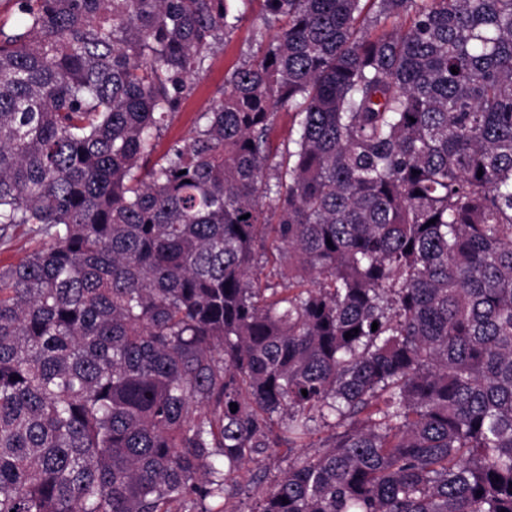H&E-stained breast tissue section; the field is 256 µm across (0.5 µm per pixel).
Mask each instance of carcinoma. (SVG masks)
Segmentation results:
<instances>
[{
  "label": "carcinoma",
  "instance_id": "carcinoma-1",
  "mask_svg": "<svg viewBox=\"0 0 512 512\" xmlns=\"http://www.w3.org/2000/svg\"><path fill=\"white\" fill-rule=\"evenodd\" d=\"M9 2L0 512H512V0ZM246 18L209 59L208 69L193 80L192 94L184 101L179 112L169 125L157 147L158 152L165 151L173 142L182 140L195 125L202 112H208L221 98L224 92V78L251 56L259 53L254 31L261 25L259 2L245 4ZM48 240L32 237L25 228H19L8 246L0 245V267L18 263L34 249L42 247ZM285 468H288V451L285 448H280L277 452L265 458L258 464L250 463L246 465L238 473L237 480L242 488L245 489L244 487L247 485L254 472L258 470H267V472H269V476L272 477L273 475H276L279 470Z\"/></svg>",
  "mask_w": 512,
  "mask_h": 512
}]
</instances>
